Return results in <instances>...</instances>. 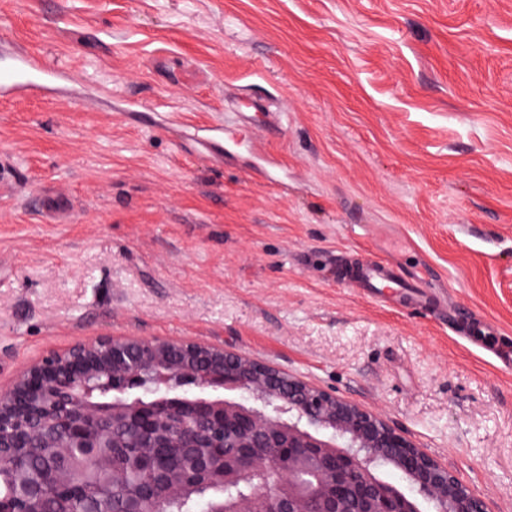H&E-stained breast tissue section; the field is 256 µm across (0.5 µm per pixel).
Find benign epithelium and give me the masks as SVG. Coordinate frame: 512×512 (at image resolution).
<instances>
[{
    "label": "benign epithelium",
    "mask_w": 512,
    "mask_h": 512,
    "mask_svg": "<svg viewBox=\"0 0 512 512\" xmlns=\"http://www.w3.org/2000/svg\"><path fill=\"white\" fill-rule=\"evenodd\" d=\"M97 381L103 402L83 394ZM234 388L242 402L209 391ZM149 424L156 448H174L185 424L198 425L181 475L186 485L250 484L274 504L271 512H490L448 467L418 448L381 416L301 378L222 347L190 340L98 336L51 352L27 366L0 392V464L25 447L27 436L63 453L85 448L96 468H110L112 422ZM251 421L276 449L266 460L253 436L210 467V449ZM50 488L68 489L50 468L27 494L0 498V512H38Z\"/></svg>",
    "instance_id": "benign-epithelium-1"
}]
</instances>
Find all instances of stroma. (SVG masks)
I'll list each match as a JSON object with an SVG mask.
<instances>
[{"instance_id": "35a3bbf8", "label": "stroma", "mask_w": 512, "mask_h": 512, "mask_svg": "<svg viewBox=\"0 0 512 512\" xmlns=\"http://www.w3.org/2000/svg\"><path fill=\"white\" fill-rule=\"evenodd\" d=\"M0 35L74 84L0 98V388L107 333L218 345L512 512V368L343 280L387 260L512 337V0H0ZM230 112L258 152L210 147Z\"/></svg>"}]
</instances>
